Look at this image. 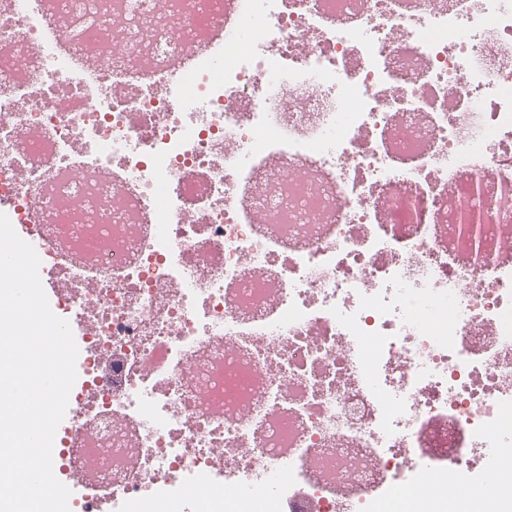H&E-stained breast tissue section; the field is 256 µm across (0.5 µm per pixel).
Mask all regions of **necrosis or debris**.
Returning <instances> with one entry per match:
<instances>
[{
	"label": "necrosis or debris",
	"mask_w": 512,
	"mask_h": 512,
	"mask_svg": "<svg viewBox=\"0 0 512 512\" xmlns=\"http://www.w3.org/2000/svg\"><path fill=\"white\" fill-rule=\"evenodd\" d=\"M0 213L72 512H512V0H0Z\"/></svg>",
	"instance_id": "4bbe7bcc"
}]
</instances>
